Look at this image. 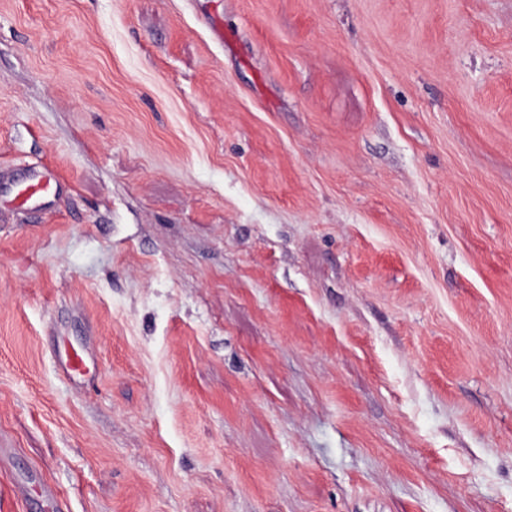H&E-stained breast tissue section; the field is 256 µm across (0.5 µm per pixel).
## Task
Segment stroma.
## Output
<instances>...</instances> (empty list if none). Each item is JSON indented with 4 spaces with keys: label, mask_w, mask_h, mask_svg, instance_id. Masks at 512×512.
Instances as JSON below:
<instances>
[{
    "label": "stroma",
    "mask_w": 512,
    "mask_h": 512,
    "mask_svg": "<svg viewBox=\"0 0 512 512\" xmlns=\"http://www.w3.org/2000/svg\"><path fill=\"white\" fill-rule=\"evenodd\" d=\"M28 166L19 512H512V0H0ZM60 176L51 169L27 167L0 176V204L9 198L12 206L30 212L48 208L60 193Z\"/></svg>",
    "instance_id": "stroma-1"
}]
</instances>
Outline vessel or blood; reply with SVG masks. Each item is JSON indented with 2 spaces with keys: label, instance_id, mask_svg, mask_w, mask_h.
Wrapping results in <instances>:
<instances>
[{
  "label": "vessel or blood",
  "instance_id": "vessel-or-blood-1",
  "mask_svg": "<svg viewBox=\"0 0 512 512\" xmlns=\"http://www.w3.org/2000/svg\"><path fill=\"white\" fill-rule=\"evenodd\" d=\"M62 180L51 169L27 167L0 176V202L37 212L48 208L54 196L59 195Z\"/></svg>",
  "mask_w": 512,
  "mask_h": 512
}]
</instances>
